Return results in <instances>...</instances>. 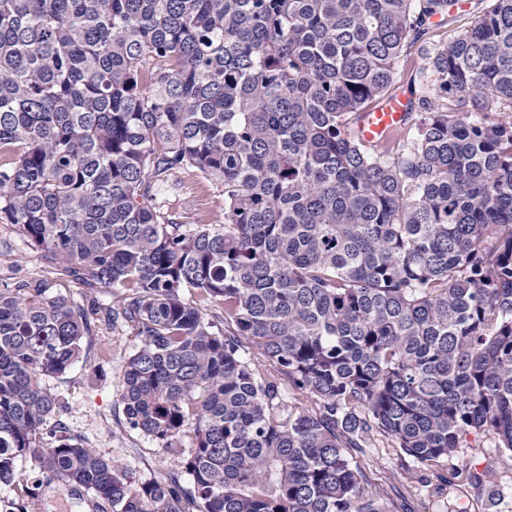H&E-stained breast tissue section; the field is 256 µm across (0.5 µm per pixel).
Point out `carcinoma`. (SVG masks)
<instances>
[{
    "label": "carcinoma",
    "mask_w": 512,
    "mask_h": 512,
    "mask_svg": "<svg viewBox=\"0 0 512 512\" xmlns=\"http://www.w3.org/2000/svg\"><path fill=\"white\" fill-rule=\"evenodd\" d=\"M454 2L0 0V248L84 289L0 276V484L30 452L94 512H407L357 460L386 441L497 512L443 463L471 435L512 462V0L404 54ZM405 68L417 118L365 144ZM177 173L224 223L164 211ZM101 323L140 338L126 423L175 464L138 486L43 385ZM13 251L12 257L19 259L20 270L22 274L31 277L44 276L54 280L56 275L48 274L44 262L38 257L36 253L31 252L20 239L12 241Z\"/></svg>",
    "instance_id": "1"
}]
</instances>
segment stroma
Masks as SVG:
<instances>
[{
    "label": "stroma",
    "instance_id": "stroma-1",
    "mask_svg": "<svg viewBox=\"0 0 512 512\" xmlns=\"http://www.w3.org/2000/svg\"><path fill=\"white\" fill-rule=\"evenodd\" d=\"M162 195L169 210L182 222L220 224L224 221V198L219 189L197 176L173 177ZM139 346V338L128 328L99 327L91 338L87 360L66 374L46 381L47 387L68 406L62 417L68 432L81 436L87 446L124 467L135 486L162 476L172 467L168 455L155 441L125 424L120 402L121 366ZM92 369L98 370V380L88 379L87 373ZM473 464L492 473L504 490L512 489V470L507 469L488 438H481L479 448L449 457L444 467L462 470ZM16 468L31 489L26 500L29 512H90L87 504L69 503L61 484L42 480L33 454L20 455ZM421 473V468L411 467L396 485L397 491L407 497L411 512H474L472 496L458 497L451 505L445 499L416 490Z\"/></svg>",
    "mask_w": 512,
    "mask_h": 512
}]
</instances>
